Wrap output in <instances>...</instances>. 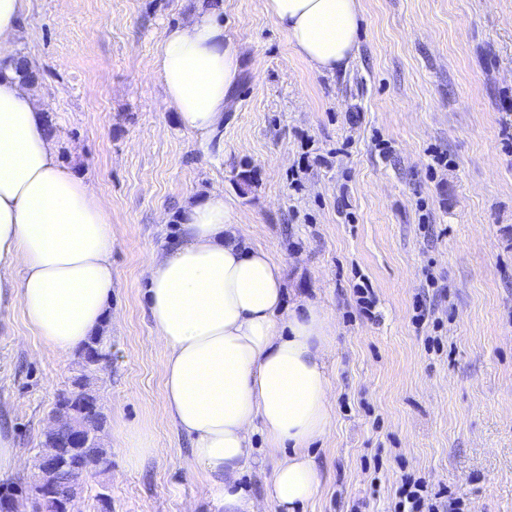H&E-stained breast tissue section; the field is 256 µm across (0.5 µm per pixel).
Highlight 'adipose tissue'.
I'll list each match as a JSON object with an SVG mask.
<instances>
[{"mask_svg":"<svg viewBox=\"0 0 512 512\" xmlns=\"http://www.w3.org/2000/svg\"><path fill=\"white\" fill-rule=\"evenodd\" d=\"M315 71L348 67L360 0H261ZM241 48L218 9L198 6L164 31L152 62L166 109L200 144L224 124ZM179 238L152 252L145 293L162 343L168 417L191 441L192 464L224 512H258L238 482L262 432L277 463L266 493L297 512L321 485L307 448L330 429L328 314L285 306L283 263L241 241L229 203L185 204ZM111 215L94 187L60 162L45 116L11 65L0 67V313L22 310L42 343L67 355L107 317Z\"/></svg>","mask_w":512,"mask_h":512,"instance_id":"ef3b65f1","label":"adipose tissue"}]
</instances>
